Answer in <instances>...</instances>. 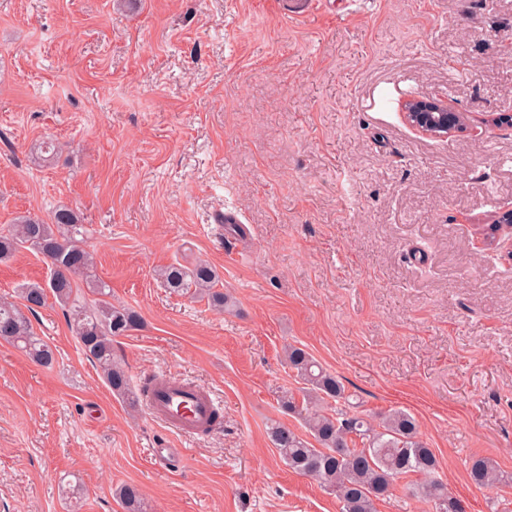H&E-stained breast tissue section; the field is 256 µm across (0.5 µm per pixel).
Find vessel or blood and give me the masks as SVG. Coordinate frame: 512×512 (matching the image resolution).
Instances as JSON below:
<instances>
[{"label":"vessel or blood","instance_id":"obj_1","mask_svg":"<svg viewBox=\"0 0 512 512\" xmlns=\"http://www.w3.org/2000/svg\"><path fill=\"white\" fill-rule=\"evenodd\" d=\"M145 403L150 416L178 436L195 437L216 424L213 393L171 376L152 379Z\"/></svg>","mask_w":512,"mask_h":512}]
</instances>
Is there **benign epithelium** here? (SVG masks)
I'll use <instances>...</instances> for the list:
<instances>
[{
  "label": "benign epithelium",
  "mask_w": 512,
  "mask_h": 512,
  "mask_svg": "<svg viewBox=\"0 0 512 512\" xmlns=\"http://www.w3.org/2000/svg\"><path fill=\"white\" fill-rule=\"evenodd\" d=\"M406 124L415 132L435 138L446 139L448 135L466 126V117L454 110L445 99L411 96L400 104ZM512 229V202L500 204L492 215V222L482 234L485 249L494 248L503 229Z\"/></svg>",
  "instance_id": "benign-epithelium-1"
}]
</instances>
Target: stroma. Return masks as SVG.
<instances>
[{
  "label": "stroma",
  "instance_id": "1",
  "mask_svg": "<svg viewBox=\"0 0 512 512\" xmlns=\"http://www.w3.org/2000/svg\"><path fill=\"white\" fill-rule=\"evenodd\" d=\"M512 0H365L305 19L277 0H0V231L73 210L113 304L137 329L116 355L133 389L166 374L214 391L223 419L189 441L112 394L58 307L32 317L55 352L0 341V512H340L281 461L268 429L302 430L284 348L306 349L369 417L402 409L465 512H512V242L482 229L512 200ZM448 98L467 129L440 140L400 112ZM54 142L37 167L31 151ZM200 259L233 310L175 293L159 268ZM49 269L20 249L0 300ZM184 449L155 460L159 443ZM80 484V499L63 483ZM396 481L376 512H430ZM467 470L472 483L479 488H492L512 484V474L501 470L491 459L471 456ZM115 497L121 502L126 512H143L142 497L135 485L123 484L114 490Z\"/></svg>",
  "mask_w": 512,
  "mask_h": 512
}]
</instances>
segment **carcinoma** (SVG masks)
Here are the masks:
<instances>
[{"label": "carcinoma", "mask_w": 512, "mask_h": 512, "mask_svg": "<svg viewBox=\"0 0 512 512\" xmlns=\"http://www.w3.org/2000/svg\"><path fill=\"white\" fill-rule=\"evenodd\" d=\"M86 234L85 225L67 209L54 211L48 222L37 216H22L8 233L0 234V262L9 260L21 248H29L50 265L46 281L22 286L20 295L28 303L26 309L0 301V335L8 337V343L25 352L35 364L51 366L54 352L35 336L28 314L37 313L29 303L53 298L108 388L134 407L138 397L132 395L128 371L116 358L114 342L137 329L140 316L112 303L110 286L97 277L93 257L83 246ZM157 276L174 292L194 288L208 295L219 308L232 304L229 296L215 290L218 276L203 260L190 267L168 265L159 269ZM285 361L306 385V391L300 404L292 396L283 397L281 408L298 416L313 438L310 442L284 424L271 426V441L292 472L317 481L335 495L340 512H375L376 501L388 496L394 482L410 473L426 477L419 492L432 504L433 512H464L460 500L448 493L437 457L410 413L392 409L376 420L357 411L338 410L332 414L328 406L333 403L354 407L343 382L302 347L288 346ZM467 470L479 488L512 484V474L484 456L470 457ZM114 495L125 512H143L137 486L120 485Z\"/></svg>", "instance_id": "1"}]
</instances>
